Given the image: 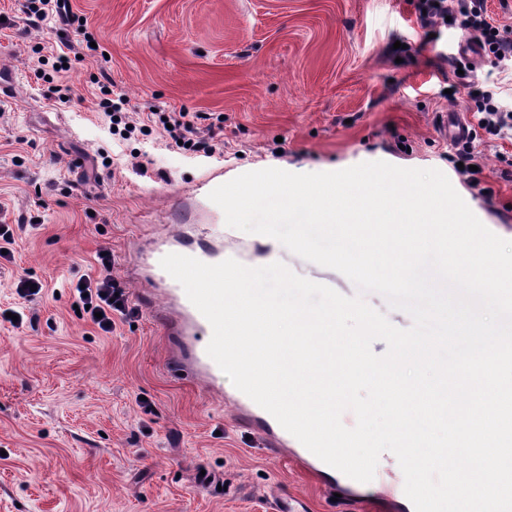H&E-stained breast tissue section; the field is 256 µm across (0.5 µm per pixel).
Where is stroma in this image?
<instances>
[{
  "mask_svg": "<svg viewBox=\"0 0 512 512\" xmlns=\"http://www.w3.org/2000/svg\"><path fill=\"white\" fill-rule=\"evenodd\" d=\"M420 0H71L100 45L65 74L68 102L44 79L65 32L29 26L26 0H0V222L11 225L0 257V512H377L368 489L340 471L314 473L277 456L241 426L236 387L209 388L173 356L160 297H146L138 249L173 218L228 258L265 248L226 235L222 209L186 199L223 166L225 180L278 168L332 172L364 162L437 169L476 217L512 240V139L484 149L495 206L454 170L438 133L444 112L472 119L451 85L492 77L512 111V68L472 59L448 65L453 30L431 36ZM107 71L124 111L202 112L221 121L216 150L176 147L162 127L124 140L90 110V79ZM112 254V276L132 315L101 334L74 307L71 281ZM279 262L345 296L340 272L287 249ZM41 282L19 299L20 279Z\"/></svg>",
  "mask_w": 512,
  "mask_h": 512,
  "instance_id": "35a3bbf8",
  "label": "stroma"
}]
</instances>
